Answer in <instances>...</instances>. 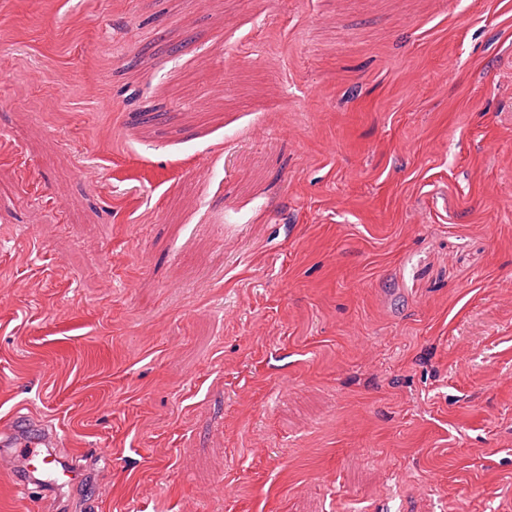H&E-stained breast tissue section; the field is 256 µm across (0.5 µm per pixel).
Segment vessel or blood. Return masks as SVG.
I'll return each instance as SVG.
<instances>
[{"label":"vessel or blood","instance_id":"b4317fda","mask_svg":"<svg viewBox=\"0 0 512 512\" xmlns=\"http://www.w3.org/2000/svg\"><path fill=\"white\" fill-rule=\"evenodd\" d=\"M57 438V433L43 427L34 435L12 441L10 450L0 453V471L11 474L16 495L26 494L34 482L40 483L47 497L83 482L86 471L81 464L63 460L51 451L50 445Z\"/></svg>","mask_w":512,"mask_h":512}]
</instances>
